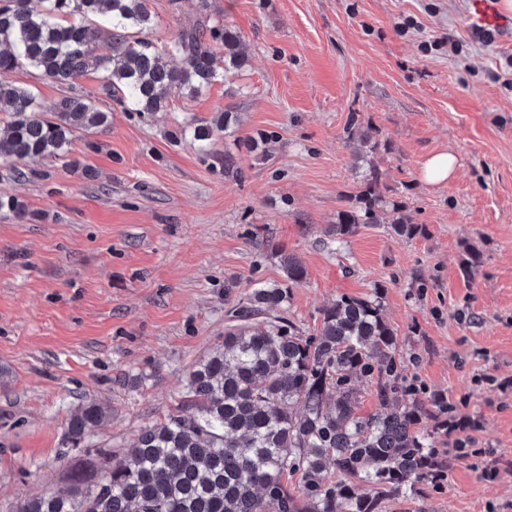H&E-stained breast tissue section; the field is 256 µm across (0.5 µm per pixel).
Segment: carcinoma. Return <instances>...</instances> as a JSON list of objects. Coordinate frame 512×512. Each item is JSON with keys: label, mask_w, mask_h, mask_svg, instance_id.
<instances>
[{"label": "carcinoma", "mask_w": 512, "mask_h": 512, "mask_svg": "<svg viewBox=\"0 0 512 512\" xmlns=\"http://www.w3.org/2000/svg\"><path fill=\"white\" fill-rule=\"evenodd\" d=\"M152 0H0V75L33 68L67 88L46 103L30 89L0 81V164L9 175L33 159L67 156L75 139L109 126L112 106L76 90L97 73L102 91L126 112H160L171 93L205 94L225 70L245 63L241 37L204 15L157 46ZM111 25L102 51L98 23ZM170 57L179 61L171 66ZM231 113L193 131L199 151L227 127ZM382 174L372 167L328 233L338 239L376 224L384 206ZM390 228L411 237L415 224L394 210ZM288 282L306 277L281 256ZM289 291L255 288L231 310L224 340L186 375L182 401L159 424L145 427L131 453L101 450L78 464L67 486L23 500L16 512H385L389 500L418 490L440 465L424 417L444 416L436 399H422L397 377V343L378 298L340 296L321 311L320 327L305 334L287 317ZM377 387L379 408L363 415L354 379ZM106 421L88 404L70 416L65 436L77 448ZM337 481H325L328 468ZM301 485L288 487V476ZM365 484L363 493L355 484Z\"/></svg>", "instance_id": "carcinoma-1"}]
</instances>
